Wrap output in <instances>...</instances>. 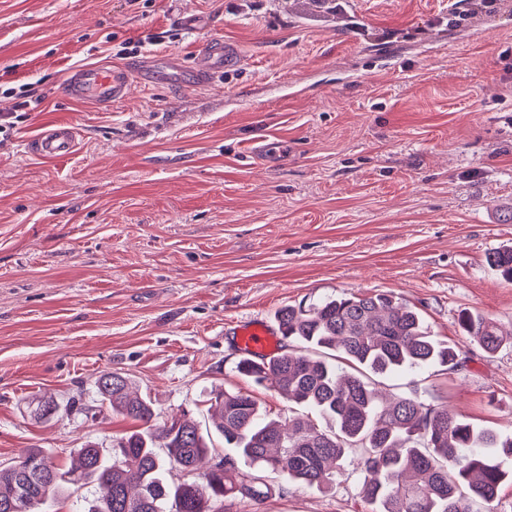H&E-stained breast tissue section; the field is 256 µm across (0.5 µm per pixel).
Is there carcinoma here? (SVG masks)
Instances as JSON below:
<instances>
[{
  "label": "carcinoma",
  "mask_w": 512,
  "mask_h": 512,
  "mask_svg": "<svg viewBox=\"0 0 512 512\" xmlns=\"http://www.w3.org/2000/svg\"><path fill=\"white\" fill-rule=\"evenodd\" d=\"M487 263L512 282V246L489 253ZM277 321L283 338L300 349L259 364L243 359L237 372L317 413L328 427L302 413L270 419L252 395L220 388L210 397L212 424L203 429L185 413L161 418L150 400L130 391L127 377L104 373L97 381L100 406L140 422L141 429L113 439L110 456L92 441L84 444L76 466L66 471L48 464L46 450L25 449L0 467V512H13L19 502L21 512H44L50 499L86 484L93 494L87 512H215L228 497H265L255 469L328 490L348 452L357 449L362 493L372 512H473L474 502L492 505L512 472V436L414 395L388 397L370 380L458 366L456 349L434 338L418 310L387 293L362 294L286 306ZM457 324L488 354L504 341V333L479 313L463 310ZM331 351L356 370L328 360ZM28 408L40 422L60 411L52 399ZM214 434L228 450L222 458L207 442ZM240 460L249 469L239 468ZM173 469L193 480L169 483L166 474Z\"/></svg>",
  "instance_id": "obj_1"
}]
</instances>
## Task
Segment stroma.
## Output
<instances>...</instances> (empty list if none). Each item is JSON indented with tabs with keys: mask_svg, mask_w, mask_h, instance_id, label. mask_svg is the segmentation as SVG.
<instances>
[{
	"mask_svg": "<svg viewBox=\"0 0 512 512\" xmlns=\"http://www.w3.org/2000/svg\"><path fill=\"white\" fill-rule=\"evenodd\" d=\"M336 2L0 0V84L44 97H0L21 113L0 132V464L43 448L67 470L136 429L108 411L30 416L45 395L91 403L107 372L164 417L208 426L224 388L287 418L297 405L237 372L231 327L353 293H394L460 350L455 370L379 385L512 435V340L489 355L457 325L467 309L512 330V283L486 263L512 245V0H356L340 30L324 21ZM158 33L152 54L219 34L243 62L220 86L137 84L108 108L63 96L70 67ZM56 122L77 151L29 153ZM262 139L287 165H256ZM262 479L263 499L219 512H371L353 452L328 491Z\"/></svg>",
	"mask_w": 512,
	"mask_h": 512,
	"instance_id": "stroma-1",
	"label": "stroma"
}]
</instances>
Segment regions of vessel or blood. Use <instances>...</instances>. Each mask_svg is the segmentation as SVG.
Wrapping results in <instances>:
<instances>
[{"instance_id":"obj_1","label":"vessel or blood","mask_w":512,"mask_h":512,"mask_svg":"<svg viewBox=\"0 0 512 512\" xmlns=\"http://www.w3.org/2000/svg\"><path fill=\"white\" fill-rule=\"evenodd\" d=\"M237 48L223 37L214 36L200 43L191 61L181 56H147L138 64L87 63L70 69L66 74L65 91L76 101L91 102L102 107L123 101L132 86L176 82L193 86H210L220 82L229 69L237 65ZM77 139L73 126L54 124L43 128L29 140L31 154L46 160H60L72 155ZM236 341L246 352L247 359L271 351L277 343V331L265 320L243 321L236 329Z\"/></svg>"}]
</instances>
